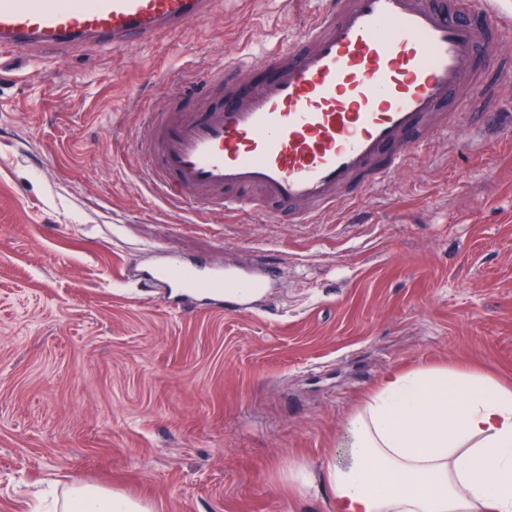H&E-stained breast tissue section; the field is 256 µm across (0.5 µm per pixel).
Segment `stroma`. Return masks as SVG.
Segmentation results:
<instances>
[{
	"instance_id": "1",
	"label": "stroma",
	"mask_w": 512,
	"mask_h": 512,
	"mask_svg": "<svg viewBox=\"0 0 512 512\" xmlns=\"http://www.w3.org/2000/svg\"><path fill=\"white\" fill-rule=\"evenodd\" d=\"M321 0H217L128 51L0 54V512L76 483L152 512H329L317 470L386 373L512 382V132L464 126L313 224L169 207L144 115L218 64L270 78ZM278 276L246 314L141 290L157 251Z\"/></svg>"
}]
</instances>
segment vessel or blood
Masks as SVG:
<instances>
[{"instance_id": "vessel-or-blood-1", "label": "vessel or blood", "mask_w": 512, "mask_h": 512, "mask_svg": "<svg viewBox=\"0 0 512 512\" xmlns=\"http://www.w3.org/2000/svg\"><path fill=\"white\" fill-rule=\"evenodd\" d=\"M323 2L289 49L269 54L272 78L246 83L227 67L147 113L143 156L163 198L184 188L213 215L250 209L312 224L389 178L409 151L451 136L470 112L489 129H512V113L497 108L501 86L512 84V61L498 57L512 27L500 0ZM215 4L0 0V51L126 50L206 20ZM275 273L167 255L142 285L244 313Z\"/></svg>"}]
</instances>
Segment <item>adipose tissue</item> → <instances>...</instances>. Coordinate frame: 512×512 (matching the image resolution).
<instances>
[{
    "label": "adipose tissue",
    "instance_id": "adipose-tissue-1",
    "mask_svg": "<svg viewBox=\"0 0 512 512\" xmlns=\"http://www.w3.org/2000/svg\"><path fill=\"white\" fill-rule=\"evenodd\" d=\"M289 479L328 491L334 512H512V384L448 367L388 372L348 416L342 460ZM64 512L151 509L86 484Z\"/></svg>",
    "mask_w": 512,
    "mask_h": 512
}]
</instances>
